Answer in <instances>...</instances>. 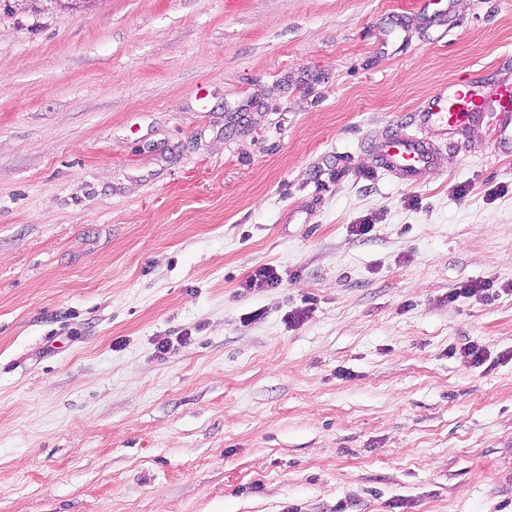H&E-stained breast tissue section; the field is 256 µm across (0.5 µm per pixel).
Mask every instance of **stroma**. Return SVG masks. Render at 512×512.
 <instances>
[{"label": "stroma", "instance_id": "obj_1", "mask_svg": "<svg viewBox=\"0 0 512 512\" xmlns=\"http://www.w3.org/2000/svg\"><path fill=\"white\" fill-rule=\"evenodd\" d=\"M505 64L512 0L0 8V512H512V155L365 149ZM373 150L379 167L405 183L425 179L436 168V150L423 135L383 136Z\"/></svg>", "mask_w": 512, "mask_h": 512}]
</instances>
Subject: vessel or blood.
Returning a JSON list of instances; mask_svg holds the SVG:
<instances>
[{"mask_svg": "<svg viewBox=\"0 0 512 512\" xmlns=\"http://www.w3.org/2000/svg\"><path fill=\"white\" fill-rule=\"evenodd\" d=\"M420 123L451 132L462 126L489 125L496 151L512 152V78L504 69L449 84L434 93L418 114ZM373 150L380 168L405 183L425 179L436 168V150L424 136H385Z\"/></svg>", "mask_w": 512, "mask_h": 512, "instance_id": "obj_1", "label": "vessel or blood"}]
</instances>
